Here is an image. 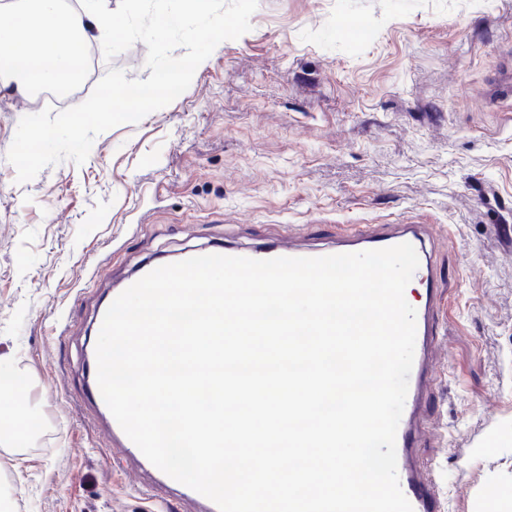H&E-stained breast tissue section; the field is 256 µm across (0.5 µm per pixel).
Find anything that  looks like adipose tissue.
<instances>
[{
	"label": "adipose tissue",
	"instance_id": "ef3b65f1",
	"mask_svg": "<svg viewBox=\"0 0 512 512\" xmlns=\"http://www.w3.org/2000/svg\"><path fill=\"white\" fill-rule=\"evenodd\" d=\"M96 4H89L70 23L79 30V40L59 34L63 15L61 0H33L32 6L11 14L0 26V96L28 97L36 87L65 86L74 77L96 28Z\"/></svg>",
	"mask_w": 512,
	"mask_h": 512
}]
</instances>
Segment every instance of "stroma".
Returning <instances> with one entry per match:
<instances>
[{
    "instance_id": "stroma-1",
    "label": "stroma",
    "mask_w": 512,
    "mask_h": 512,
    "mask_svg": "<svg viewBox=\"0 0 512 512\" xmlns=\"http://www.w3.org/2000/svg\"><path fill=\"white\" fill-rule=\"evenodd\" d=\"M189 88L17 184L7 158L37 98H0V362L28 379L0 415L41 431L0 446L12 512H142V489L205 512L113 448L86 394L85 353L113 286L206 247L417 224L435 245L443 319L419 456L447 512H512V0H258ZM136 42L98 60L147 79Z\"/></svg>"
}]
</instances>
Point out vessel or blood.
Returning a JSON list of instances; mask_svg holds the SVG:
<instances>
[{"label": "vessel or blood", "instance_id": "b4317fda", "mask_svg": "<svg viewBox=\"0 0 512 512\" xmlns=\"http://www.w3.org/2000/svg\"><path fill=\"white\" fill-rule=\"evenodd\" d=\"M401 243L411 244L419 259L415 278L425 292V303L416 309V335L430 340L435 334L437 305L442 283L432 264V255L413 228L400 233L374 235L363 230L346 234L337 248L338 253H355L383 249ZM435 372L427 348L417 349L409 375L411 387L396 433L397 471L400 488L413 508V512H443L444 500L437 481L427 466L419 464L418 440L414 425L421 415L422 395L434 380Z\"/></svg>", "mask_w": 512, "mask_h": 512}]
</instances>
